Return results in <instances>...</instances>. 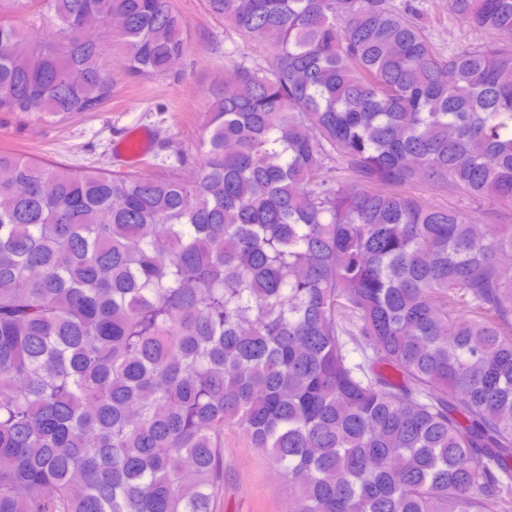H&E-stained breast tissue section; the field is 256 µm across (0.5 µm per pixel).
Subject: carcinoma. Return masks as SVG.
Listing matches in <instances>:
<instances>
[{
	"mask_svg": "<svg viewBox=\"0 0 512 512\" xmlns=\"http://www.w3.org/2000/svg\"><path fill=\"white\" fill-rule=\"evenodd\" d=\"M0 0V112L112 98L186 52L171 0ZM235 46L191 180L0 150V512H216L224 428L285 512H512V0H448L443 54L393 0H207ZM363 362L351 364L348 345ZM385 364L412 386L375 372ZM425 17L433 22L425 33L444 54L461 47L477 46L483 37L473 32L466 22L448 10V0H416ZM406 191L425 202L460 209L479 221L495 219L500 224H512V209L505 205L492 204L486 200L478 201L461 194L450 195L419 182L408 185Z\"/></svg>",
	"mask_w": 512,
	"mask_h": 512,
	"instance_id": "1",
	"label": "carcinoma"
}]
</instances>
